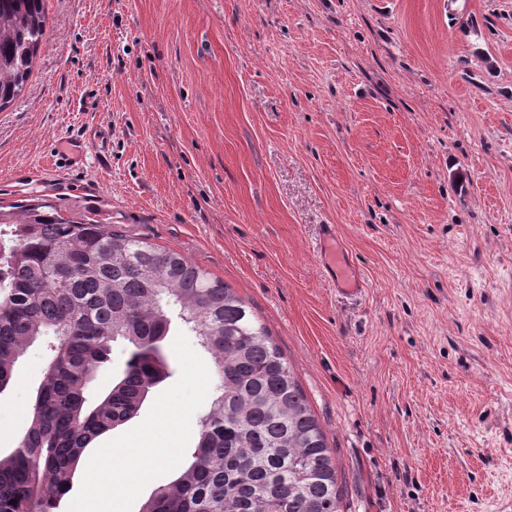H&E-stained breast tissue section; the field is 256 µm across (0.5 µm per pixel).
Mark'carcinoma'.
Here are the masks:
<instances>
[{
    "label": "carcinoma",
    "mask_w": 512,
    "mask_h": 512,
    "mask_svg": "<svg viewBox=\"0 0 512 512\" xmlns=\"http://www.w3.org/2000/svg\"><path fill=\"white\" fill-rule=\"evenodd\" d=\"M45 22L44 0H0V109L27 82ZM178 326L211 355L217 385L187 464L140 512H341L324 431L252 307L182 254L45 195L0 205V394L53 337L25 432L0 455V512H58L86 449L173 374L162 343ZM117 341L128 358L97 393Z\"/></svg>",
    "instance_id": "1"
}]
</instances>
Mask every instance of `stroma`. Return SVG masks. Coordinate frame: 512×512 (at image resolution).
<instances>
[{
    "instance_id": "1",
    "label": "stroma",
    "mask_w": 512,
    "mask_h": 512,
    "mask_svg": "<svg viewBox=\"0 0 512 512\" xmlns=\"http://www.w3.org/2000/svg\"><path fill=\"white\" fill-rule=\"evenodd\" d=\"M0 110V203L60 198L253 306L296 374L342 512H512V0H44ZM473 20L481 38L469 33ZM333 224L364 282L321 266ZM174 375L97 451L193 446L217 377ZM45 353L0 395L17 447Z\"/></svg>"
}]
</instances>
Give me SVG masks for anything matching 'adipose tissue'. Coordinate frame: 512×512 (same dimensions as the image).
<instances>
[{
	"instance_id": "obj_1",
	"label": "adipose tissue",
	"mask_w": 512,
	"mask_h": 512,
	"mask_svg": "<svg viewBox=\"0 0 512 512\" xmlns=\"http://www.w3.org/2000/svg\"><path fill=\"white\" fill-rule=\"evenodd\" d=\"M177 455L176 448H154L141 453L137 449H125L122 454H103L91 461L87 479L91 489L89 497L80 503L79 512H117L116 505L121 490L112 482L117 469L128 465L138 468L142 480H149L154 467L161 462L172 460Z\"/></svg>"
}]
</instances>
